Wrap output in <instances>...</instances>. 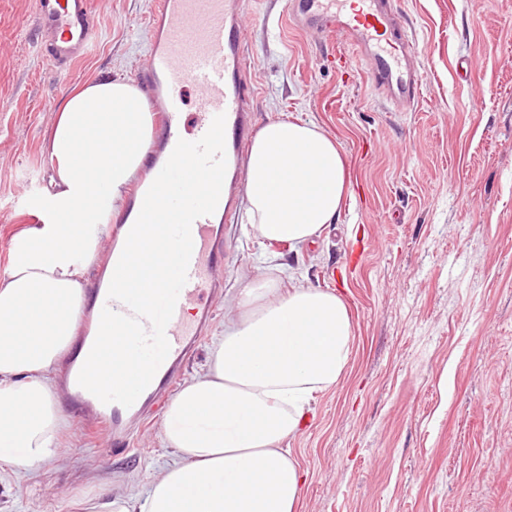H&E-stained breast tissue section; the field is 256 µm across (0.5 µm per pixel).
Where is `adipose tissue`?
<instances>
[{
	"mask_svg": "<svg viewBox=\"0 0 512 512\" xmlns=\"http://www.w3.org/2000/svg\"><path fill=\"white\" fill-rule=\"evenodd\" d=\"M154 122L144 92L105 74L68 94L47 131L52 221L12 239L0 273V464L61 455L55 374L79 327L86 276L125 190L148 160ZM244 186L249 232L267 246L318 238L349 193L340 146L317 126L266 123ZM201 376L171 400L162 434L175 461L146 495L92 512H296L304 482L287 446L315 395L336 385L354 329L343 298L266 275L241 289Z\"/></svg>",
	"mask_w": 512,
	"mask_h": 512,
	"instance_id": "obj_1",
	"label": "adipose tissue"
}]
</instances>
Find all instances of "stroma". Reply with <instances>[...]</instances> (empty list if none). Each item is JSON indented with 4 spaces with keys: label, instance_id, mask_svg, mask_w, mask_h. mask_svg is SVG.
I'll use <instances>...</instances> for the list:
<instances>
[{
    "label": "stroma",
    "instance_id": "1",
    "mask_svg": "<svg viewBox=\"0 0 512 512\" xmlns=\"http://www.w3.org/2000/svg\"><path fill=\"white\" fill-rule=\"evenodd\" d=\"M154 2L91 0L96 49L60 76L28 38L36 0H0V272L23 206L49 188L62 98L102 74L134 81ZM395 2L424 75L409 112L341 67L343 36L297 29L285 0H248L258 123H312L337 141L351 196L312 245L266 247L230 228L224 298L185 375L202 373L258 272L339 292L352 356L289 442L305 475L298 512H512V0ZM67 423L62 459L0 469V512H87L145 491L175 458L155 417L126 453Z\"/></svg>",
    "mask_w": 512,
    "mask_h": 512
}]
</instances>
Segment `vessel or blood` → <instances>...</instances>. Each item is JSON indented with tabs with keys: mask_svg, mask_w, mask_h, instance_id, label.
Returning a JSON list of instances; mask_svg holds the SVG:
<instances>
[{
	"mask_svg": "<svg viewBox=\"0 0 512 512\" xmlns=\"http://www.w3.org/2000/svg\"><path fill=\"white\" fill-rule=\"evenodd\" d=\"M245 0H156L149 17L153 33L148 62L137 80L155 114L159 135L149 150V177H156L184 132L182 93L186 85L200 92L192 133L200 139L213 118L225 114V179L213 214L198 217L191 226L193 251L187 282L166 327L170 351L149 386L132 406L102 403L79 386V371L95 338L97 325L83 329L76 350L64 360V386L69 409L92 433L108 436L112 449L123 452L134 443L126 429L129 419L163 409L180 377L181 367L208 333L224 281V227L237 219V181L244 165L243 149L256 127L248 103L255 89L247 75L243 23ZM295 26L318 35L345 36L353 55L366 60L365 74L394 109L418 105L423 76L417 66V44L394 0H288ZM37 25L47 39L36 42L41 55L59 71L91 54L97 23L91 0H37ZM111 278L101 274L88 288L89 311L110 308L124 314L128 308L109 299Z\"/></svg>",
	"mask_w": 512,
	"mask_h": 512,
	"instance_id": "1",
	"label": "vessel or blood"
}]
</instances>
